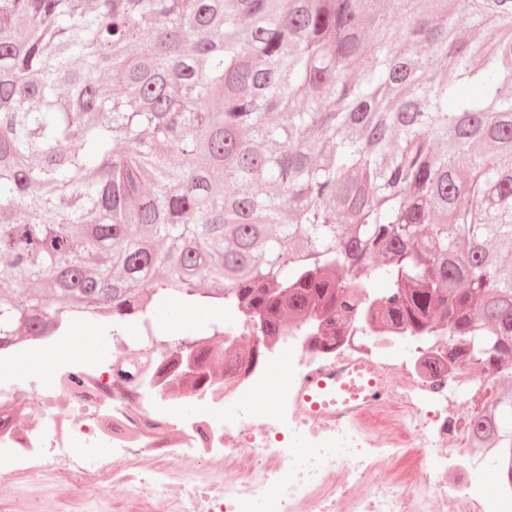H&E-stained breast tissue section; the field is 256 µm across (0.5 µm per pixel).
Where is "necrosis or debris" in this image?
Masks as SVG:
<instances>
[{
    "label": "necrosis or debris",
    "instance_id": "4bbe7bcc",
    "mask_svg": "<svg viewBox=\"0 0 512 512\" xmlns=\"http://www.w3.org/2000/svg\"><path fill=\"white\" fill-rule=\"evenodd\" d=\"M325 334L316 315L272 338L242 316L204 338L213 357L199 364L145 333L108 340L92 360L56 355L62 330L0 346V480L30 512H512L499 451L476 447L471 430L491 401V370L465 357L426 373L422 360L447 356V337L362 317L335 344L322 346ZM255 347L254 365L236 366ZM34 349L51 354L48 369L5 370ZM128 359L133 378H117L113 364ZM344 361L371 365L384 394L338 419L307 414L304 382ZM271 390L274 417L242 409ZM408 448L423 451L414 476L396 468Z\"/></svg>",
    "mask_w": 512,
    "mask_h": 512
}]
</instances>
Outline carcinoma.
Wrapping results in <instances>:
<instances>
[{
	"label": "carcinoma",
	"instance_id": "obj_1",
	"mask_svg": "<svg viewBox=\"0 0 512 512\" xmlns=\"http://www.w3.org/2000/svg\"><path fill=\"white\" fill-rule=\"evenodd\" d=\"M448 4L0 0V345L372 303L501 370L512 451V0ZM193 308H196L198 310H202V311H205V312L203 313V315L200 318H198L196 320L184 321V326L183 327H180L182 322L179 323L177 326L180 327V328H178V329H171L169 327V321L171 319H169V316H167V314H164L162 316V318H161L160 326L163 327V325L166 324V330H167L169 335L188 337V336H192L196 330H198L200 328H203V327H206L210 323L219 322L220 321V320H217V319H213L211 317V315L208 313V311H218L219 310L218 308H216V307H214L212 305L203 304V305H199V306L193 307Z\"/></svg>",
	"mask_w": 512,
	"mask_h": 512
}]
</instances>
